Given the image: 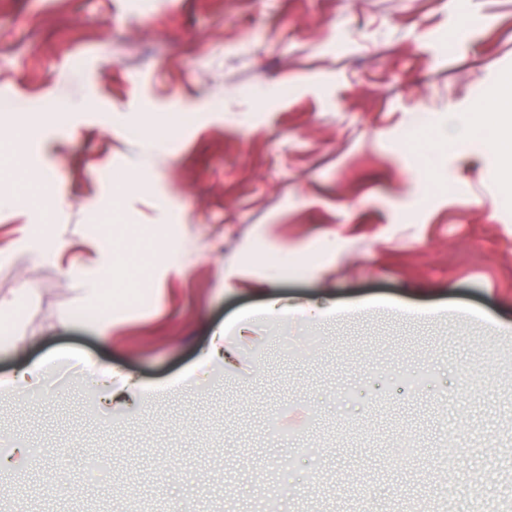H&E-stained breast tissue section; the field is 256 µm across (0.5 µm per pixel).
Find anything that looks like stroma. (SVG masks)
<instances>
[{"label": "stroma", "mask_w": 512, "mask_h": 512, "mask_svg": "<svg viewBox=\"0 0 512 512\" xmlns=\"http://www.w3.org/2000/svg\"><path fill=\"white\" fill-rule=\"evenodd\" d=\"M506 83L512 0H0V295L33 339L0 380L49 361L0 391V449L37 452L0 512H512V160L444 138L481 104L512 139ZM269 296L342 319L258 321L242 370L125 411L88 379H170ZM44 361L34 360L27 363L10 381L17 396L28 394V391L35 390L41 385Z\"/></svg>", "instance_id": "35a3bbf8"}]
</instances>
